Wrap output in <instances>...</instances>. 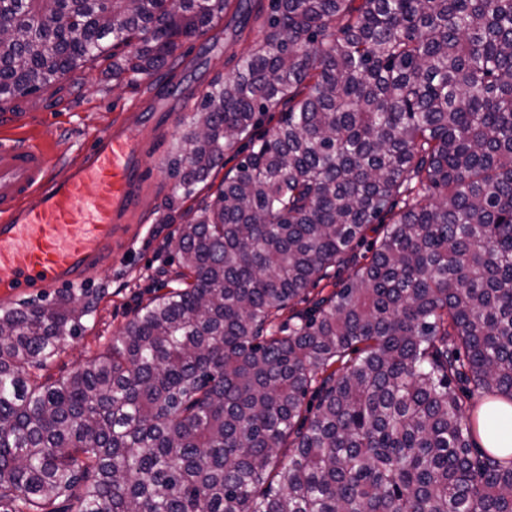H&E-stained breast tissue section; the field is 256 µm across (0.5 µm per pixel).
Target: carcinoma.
I'll list each match as a JSON object with an SVG mask.
<instances>
[{
  "label": "carcinoma",
  "instance_id": "carcinoma-1",
  "mask_svg": "<svg viewBox=\"0 0 512 512\" xmlns=\"http://www.w3.org/2000/svg\"><path fill=\"white\" fill-rule=\"evenodd\" d=\"M230 10L265 31L203 90L174 193L244 158L177 285L43 382L105 290L0 306V512H512L457 390L512 403V0H0V103L131 83Z\"/></svg>",
  "mask_w": 512,
  "mask_h": 512
}]
</instances>
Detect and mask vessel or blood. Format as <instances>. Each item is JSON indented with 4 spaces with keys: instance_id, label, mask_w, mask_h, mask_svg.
Listing matches in <instances>:
<instances>
[{
    "instance_id": "b4317fda",
    "label": "vessel or blood",
    "mask_w": 512,
    "mask_h": 512,
    "mask_svg": "<svg viewBox=\"0 0 512 512\" xmlns=\"http://www.w3.org/2000/svg\"><path fill=\"white\" fill-rule=\"evenodd\" d=\"M147 140L113 121L58 174L41 145L0 136V298L82 285L123 251L149 179Z\"/></svg>"
}]
</instances>
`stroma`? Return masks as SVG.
<instances>
[{
  "mask_svg": "<svg viewBox=\"0 0 512 512\" xmlns=\"http://www.w3.org/2000/svg\"><path fill=\"white\" fill-rule=\"evenodd\" d=\"M248 49V43L227 34L216 40L192 37L183 41L175 71L161 69L120 86L99 69L71 73L48 91L0 104V135L33 139L48 150L55 168H62L114 118L134 123L159 87L177 83L204 88L213 77L231 76L230 56H244ZM195 116V103L175 102L166 123L153 131L145 157L152 176L142 188L141 211L126 230L131 244L121 261L99 266L87 280V287L105 289L106 295L87 317L81 336L69 341L49 366L47 376L67 375L99 354L139 306L170 288L178 271L174 244L182 216L209 201L208 185L201 184L190 203L176 200L168 170Z\"/></svg>",
  "mask_w": 512,
  "mask_h": 512,
  "instance_id": "obj_1",
  "label": "stroma"
}]
</instances>
